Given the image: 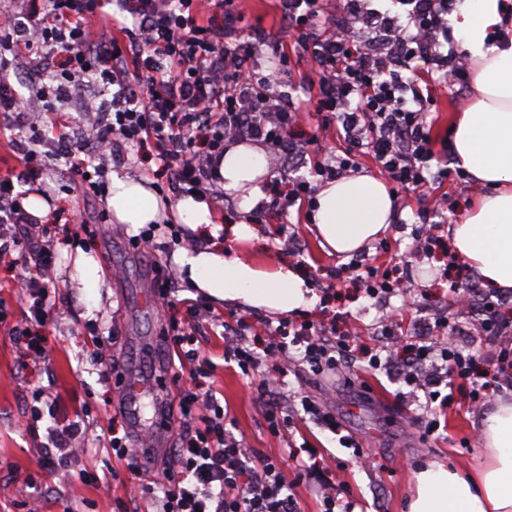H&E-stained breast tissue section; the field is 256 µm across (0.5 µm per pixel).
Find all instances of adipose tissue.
<instances>
[{
    "mask_svg": "<svg viewBox=\"0 0 512 512\" xmlns=\"http://www.w3.org/2000/svg\"><path fill=\"white\" fill-rule=\"evenodd\" d=\"M503 0H462L455 22L460 49L474 70L473 97L454 129L458 167L487 192L450 225L454 248L476 267L486 287L512 290V41L493 39L503 21ZM267 166L260 150L228 147L220 172L235 191ZM116 223L140 227L160 222L165 204L142 181L113 176L106 200ZM396 205L379 178L361 173L326 183L315 199L322 240L350 254L376 239L392 222ZM192 285L218 300L239 301L273 313L311 307L304 280L292 269L272 271L218 249L175 257ZM479 428L487 462L463 475L435 462L416 472V491L407 512H512V401L496 402Z\"/></svg>",
    "mask_w": 512,
    "mask_h": 512,
    "instance_id": "ef3b65f1",
    "label": "adipose tissue"
}]
</instances>
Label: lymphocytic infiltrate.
Here are the masks:
<instances>
[{
	"mask_svg": "<svg viewBox=\"0 0 512 512\" xmlns=\"http://www.w3.org/2000/svg\"><path fill=\"white\" fill-rule=\"evenodd\" d=\"M281 2L289 32L317 65L316 93L304 101L285 100L279 92L289 74L286 50L273 51L267 66L255 64L258 45L242 32L239 0H29L20 18L0 32V124L14 130L11 147L20 164L0 176V262L13 268L38 254L39 275L28 294L36 323L46 324L53 309V251L38 239L40 219L26 210L18 186L63 159L84 191L103 193V180L88 175L87 145L114 155L150 148L159 191L195 193L203 200L217 194L226 144L252 139L283 147L310 159L312 177L271 194L255 209L257 217L280 219L311 197L318 179L337 177L349 166L317 140L293 139L303 112L313 109L322 112L323 126H341L349 151L367 149L395 186L427 184L434 158L428 117L446 85L445 77L435 76L428 50L448 44V0H395L402 8L395 15L365 6L346 23L338 21L331 0ZM109 3L116 4L115 13H104ZM378 20L396 51L375 59L357 30ZM17 48L34 72L49 75L48 82L34 83L27 102L8 77L14 62L7 53ZM90 87L112 89L111 99L93 103L83 95ZM76 99L82 112L102 116L91 140L62 133L56 152L43 151L46 114ZM186 310L187 323L170 326L171 344L192 369L178 403L179 446L168 465L160 512H295L278 462L256 456L236 439L217 399L203 391L200 379L211 361L193 346L201 307L194 302ZM398 330V320L387 317L383 352L370 356V369L388 367L416 389L453 377L470 385L472 404L481 402L475 354L452 342L408 353ZM298 331L311 341L294 353L266 324L252 328L254 337L265 340L259 354L246 347L240 330L224 336V352L241 371L262 358L272 362L275 377L262 379L258 389L268 398V428L275 438L292 424L276 398L280 374L297 362L321 374L353 359L344 339L326 338L311 323ZM82 441L79 422L63 420L52 432L43 464L67 461L81 451ZM297 468L299 478L314 483L324 512H336L338 491L322 477L319 450L307 449Z\"/></svg>",
	"mask_w": 512,
	"mask_h": 512,
	"instance_id": "obj_1",
	"label": "lymphocytic infiltrate"
}]
</instances>
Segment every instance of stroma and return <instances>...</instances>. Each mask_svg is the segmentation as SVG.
<instances>
[{
    "label": "stroma",
    "instance_id": "stroma-1",
    "mask_svg": "<svg viewBox=\"0 0 512 512\" xmlns=\"http://www.w3.org/2000/svg\"><path fill=\"white\" fill-rule=\"evenodd\" d=\"M246 24L264 33L269 41L288 47L291 76L281 92L293 99L308 98L317 67L288 34L276 0H243ZM472 97V85L449 76L448 88L431 108L430 135L438 161L454 158L452 138L458 112ZM47 181L57 191V204L66 222L40 228L44 241L55 252L50 319L41 333L49 356L32 361L14 340L0 331V512H27L25 501L37 500L41 512H156L155 498L131 495L130 471L114 467L108 442L124 434L131 414L113 406L126 372L135 356H142L146 372H159L158 385L170 404L180 399L178 360L165 347L167 315L159 299V287L169 283L178 298L198 299L202 292L189 287L187 276L175 261L176 246L167 227H159L153 244L139 241L123 224L103 228L96 224L104 198L70 187L65 162H57ZM483 189L470 177L449 176L413 190H399L395 215L387 233L353 258L322 247L316 224L290 214L285 223L259 222L254 212L244 211L238 197L227 194L210 204L211 223L193 232L198 249L219 247L231 257H241L264 268L293 266L314 294L330 288L329 300L308 309V316L343 333L357 329L354 353L379 348L384 315H401L404 341L419 339L418 324L443 318L454 328L459 346L477 352L480 368L494 379L482 406H472L467 387H441L453 394L445 414L447 427L427 435L425 397L398 399L400 383L384 371L368 373L365 361L345 364L334 373L316 375L308 365L290 367L284 378L286 399L282 405L293 415L295 427L283 440L268 431L266 401L257 385L270 376V364L259 363L249 374L224 362L221 330L202 322L197 348L216 365L206 384L215 389L221 406L234 421L233 433L258 455L279 459L286 477L296 472L295 459L286 457L287 444L308 441L327 458L338 459L333 472L346 485L360 512H404L413 491L415 471L435 460L461 473L475 471L484 460L478 419L483 408L512 398V377L498 373L490 348L512 345V304H500L499 294L483 289L484 298L498 302V332L482 331L478 317L458 313L453 288L470 281L475 269L457 255L448 227L463 216ZM245 224L250 232L237 236L233 228ZM433 227L428 252H418L415 233L421 225ZM92 255L100 266L97 289L84 286L75 276L79 253ZM363 259L378 272L395 280L398 287L388 302L368 297L349 271L351 259ZM35 271L29 266L0 268V313L13 325L26 326L27 307L23 287ZM317 401L335 414L340 434L321 428L304 412L302 399ZM79 415L84 433V452L79 459L44 470L40 457L48 447V433L55 424L54 402ZM362 441L365 457L342 447L339 436ZM92 480H85V473Z\"/></svg>",
    "mask_w": 512,
    "mask_h": 512
}]
</instances>
